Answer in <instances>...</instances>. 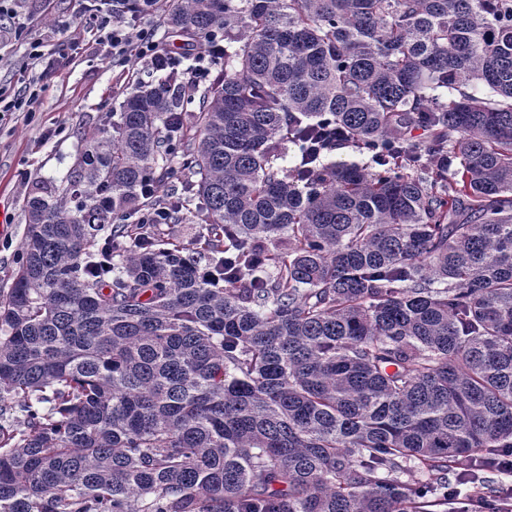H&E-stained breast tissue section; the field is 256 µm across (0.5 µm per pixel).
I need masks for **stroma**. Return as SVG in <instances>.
Masks as SVG:
<instances>
[{"label":"stroma","mask_w":512,"mask_h":512,"mask_svg":"<svg viewBox=\"0 0 512 512\" xmlns=\"http://www.w3.org/2000/svg\"><path fill=\"white\" fill-rule=\"evenodd\" d=\"M10 7L13 18L0 33V90L14 95L36 81L43 90L34 112L0 113V289L10 288L21 259L29 193L38 185L76 183L77 157L92 144L105 117L118 111L138 84L164 77L137 59L113 66L108 46L81 23L82 0H12ZM136 22L153 30L160 48L188 46L178 71L182 84L191 85L198 41L168 28L160 9L138 15ZM40 40L53 54L54 70L29 62L31 47ZM55 127L59 135L46 138ZM509 483L512 478L494 471L480 472L468 483L448 481L467 512H486L480 497Z\"/></svg>","instance_id":"1"}]
</instances>
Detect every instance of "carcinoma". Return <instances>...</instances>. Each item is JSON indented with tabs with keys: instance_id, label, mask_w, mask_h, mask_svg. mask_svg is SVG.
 I'll list each match as a JSON object with an SVG mask.
<instances>
[{
	"instance_id": "carcinoma-1",
	"label": "carcinoma",
	"mask_w": 512,
	"mask_h": 512,
	"mask_svg": "<svg viewBox=\"0 0 512 512\" xmlns=\"http://www.w3.org/2000/svg\"><path fill=\"white\" fill-rule=\"evenodd\" d=\"M167 2L224 32L190 130L170 70L80 154L81 193L25 205L0 512L444 504L448 469L512 448V0ZM327 124L377 168L330 141L277 163ZM193 198L204 271L147 223ZM337 148L338 149L327 152L322 156V162L324 164L343 162L368 168L375 166L370 153L360 151L352 144H345Z\"/></svg>"
}]
</instances>
